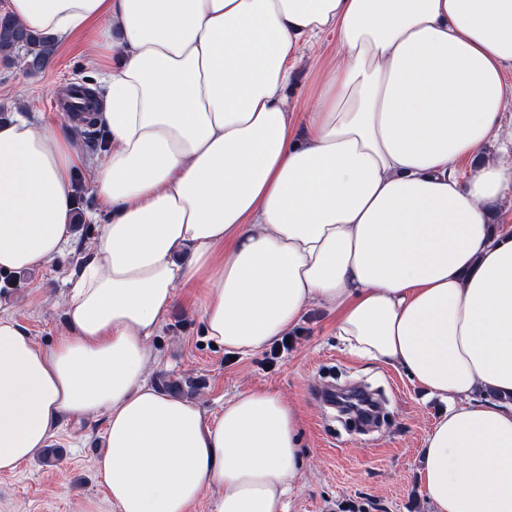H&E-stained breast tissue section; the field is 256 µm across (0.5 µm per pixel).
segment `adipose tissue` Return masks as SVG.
Returning a JSON list of instances; mask_svg holds the SVG:
<instances>
[{"label": "adipose tissue", "mask_w": 512, "mask_h": 512, "mask_svg": "<svg viewBox=\"0 0 512 512\" xmlns=\"http://www.w3.org/2000/svg\"><path fill=\"white\" fill-rule=\"evenodd\" d=\"M25 27L96 30L91 176L109 219L38 344L0 314V472L66 419L104 420L114 512H287L299 415L253 388L206 418L147 378L178 288L205 336L248 355L312 306L350 352L402 369L448 408L427 431L431 512H512V196L501 137L512 0H9ZM338 51L316 105L287 110L292 62ZM77 120L0 122V271L46 267L73 237ZM472 160L467 174L458 165Z\"/></svg>", "instance_id": "1"}]
</instances>
